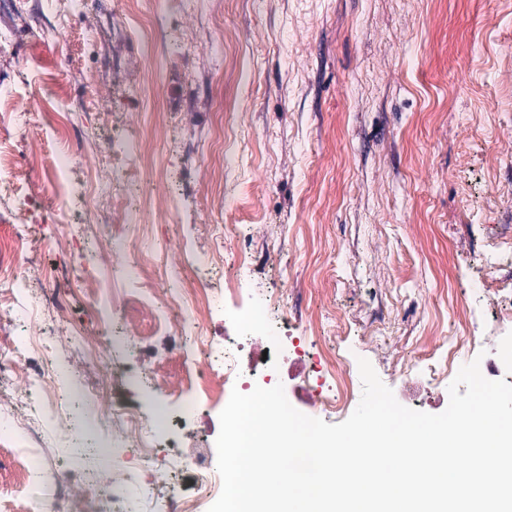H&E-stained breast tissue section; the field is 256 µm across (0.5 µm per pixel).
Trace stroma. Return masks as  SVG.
<instances>
[{
  "instance_id": "1",
  "label": "stroma",
  "mask_w": 512,
  "mask_h": 512,
  "mask_svg": "<svg viewBox=\"0 0 512 512\" xmlns=\"http://www.w3.org/2000/svg\"><path fill=\"white\" fill-rule=\"evenodd\" d=\"M14 4L0 13V30L16 32L0 51V94L30 120L0 125V139L20 158L34 146L76 156L65 186L40 176L58 220L32 225L18 271L37 296L38 271L77 273L104 306L93 310L76 292L65 312L42 310L38 342L59 367L55 389L81 435L58 434L50 414L22 424L10 400L30 384L19 365L0 399V436L33 431L42 445L23 490L0 455V512L51 498L61 464L104 475L132 457L86 424L70 392L85 371L101 376L105 400L136 409L142 442L154 402L169 407L168 438L182 446L179 490L191 491L198 462L216 463L203 451L220 429L216 413L183 399L195 359L222 358L225 335L239 329L219 307L180 341L165 327V302L125 278L133 264L179 282L199 277L197 258L210 255L216 283L236 281L307 325L313 349L335 346L352 365L367 359L414 410L438 414L449 403L448 381L435 379L424 355L455 340L456 309L472 308L476 324L475 351L459 364L512 353V333L497 324L512 307V266L488 256L499 225H512V0H192L184 15L167 13L163 0H112L128 16L120 30L98 8ZM21 14L40 16L41 28H21ZM159 24L163 43L153 37ZM52 74L68 98L85 101L64 139L40 120ZM90 127L116 150L143 130L152 166L131 192L171 216L158 224L146 214L141 249L105 263L97 244L123 227L79 206L96 198V178L112 164L84 139ZM241 245L253 255L246 266L235 256ZM491 277L502 291L472 289ZM126 293L142 300L133 320L110 306ZM74 328L124 340L96 355L71 341Z\"/></svg>"
}]
</instances>
